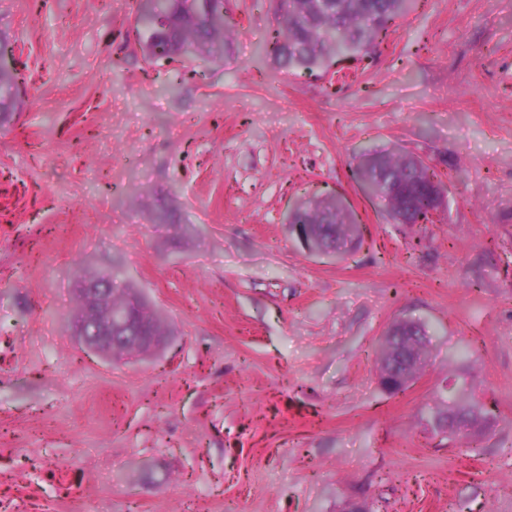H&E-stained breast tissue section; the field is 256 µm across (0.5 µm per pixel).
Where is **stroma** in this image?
I'll return each mask as SVG.
<instances>
[{"instance_id": "stroma-1", "label": "stroma", "mask_w": 512, "mask_h": 512, "mask_svg": "<svg viewBox=\"0 0 512 512\" xmlns=\"http://www.w3.org/2000/svg\"><path fill=\"white\" fill-rule=\"evenodd\" d=\"M137 12L0 0V512H512V0H417L333 84L266 55L273 0H224L220 62L145 60ZM381 149L442 173L441 223L364 195ZM328 195L361 245L297 238ZM87 256L159 312V358L79 344ZM401 319L428 354L392 394ZM463 385L467 444L430 426ZM16 69L6 56L3 48L0 49V73H15ZM10 74L0 75V117L9 112L14 102L15 78Z\"/></svg>"}]
</instances>
